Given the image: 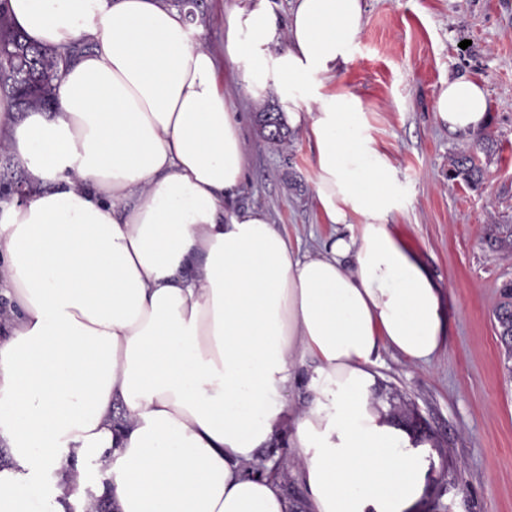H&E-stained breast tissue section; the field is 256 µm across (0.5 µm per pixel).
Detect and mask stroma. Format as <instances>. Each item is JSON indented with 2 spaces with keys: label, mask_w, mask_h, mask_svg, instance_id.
Listing matches in <instances>:
<instances>
[{
  "label": "stroma",
  "mask_w": 512,
  "mask_h": 512,
  "mask_svg": "<svg viewBox=\"0 0 512 512\" xmlns=\"http://www.w3.org/2000/svg\"><path fill=\"white\" fill-rule=\"evenodd\" d=\"M204 0L196 37L224 53L225 5ZM365 25L353 59L333 84L361 102L364 132L392 167L395 207L388 221L425 260L455 300L448 348L415 365L380 353L382 394L393 417L419 416L441 458L423 512H512V355L498 336L494 309L512 279V252L484 242L488 224H512V0H365ZM486 90L489 121L479 135L449 133L434 119L437 91L456 77ZM224 91L241 112L247 162L239 201L265 209L302 247L336 234L315 203L317 159L304 126L284 143L266 140L264 107L276 94L250 100L232 79ZM483 180L448 177V159L477 137Z\"/></svg>",
  "instance_id": "stroma-1"
}]
</instances>
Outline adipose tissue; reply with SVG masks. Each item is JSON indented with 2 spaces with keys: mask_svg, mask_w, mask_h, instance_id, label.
<instances>
[{
  "mask_svg": "<svg viewBox=\"0 0 512 512\" xmlns=\"http://www.w3.org/2000/svg\"><path fill=\"white\" fill-rule=\"evenodd\" d=\"M31 43L86 50L57 108L0 143L32 190L0 199V512L72 500L86 460L112 512H289L250 473L287 435L307 512H417L436 455L376 391L381 350L431 363L452 295L387 222L392 165L361 104L328 83L352 60L364 0L228 11L226 61L166 0H7ZM248 96L278 94L317 146L315 199L345 232L306 251L237 202ZM436 122L487 121L476 81L444 82ZM300 404L286 410L283 394Z\"/></svg>",
  "mask_w": 512,
  "mask_h": 512,
  "instance_id": "adipose-tissue-1",
  "label": "adipose tissue"
}]
</instances>
